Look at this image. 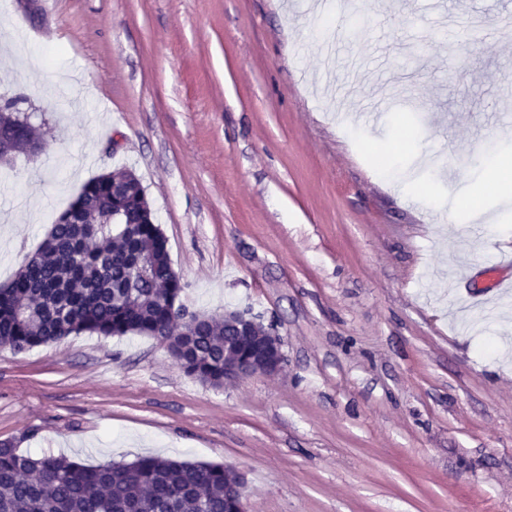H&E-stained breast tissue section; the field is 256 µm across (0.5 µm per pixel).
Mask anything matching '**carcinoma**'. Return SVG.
Returning a JSON list of instances; mask_svg holds the SVG:
<instances>
[{"label": "carcinoma", "mask_w": 512, "mask_h": 512, "mask_svg": "<svg viewBox=\"0 0 512 512\" xmlns=\"http://www.w3.org/2000/svg\"><path fill=\"white\" fill-rule=\"evenodd\" d=\"M32 126L22 112H0V137L31 158ZM122 194L112 198V179ZM119 211L124 223L112 220ZM183 285L167 241L130 170L99 175L57 218L34 254L0 288V347L16 353L71 335L127 334L177 344L178 366L212 387L224 384V344L251 357L268 337L237 335L201 315L179 336ZM240 496L220 463L141 456L87 465L65 456L34 457L0 442V512H239Z\"/></svg>", "instance_id": "1"}]
</instances>
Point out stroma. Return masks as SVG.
Returning a JSON list of instances; mask_svg holds the SVG:
<instances>
[{
	"mask_svg": "<svg viewBox=\"0 0 512 512\" xmlns=\"http://www.w3.org/2000/svg\"><path fill=\"white\" fill-rule=\"evenodd\" d=\"M512 0H0V285L89 179H140L187 312L286 361L220 387L154 338L0 347V441L223 463L248 512H512ZM32 126L28 116L23 112H0L1 137L10 143L11 148L17 153H25V156L36 158L39 152L29 153L28 140L32 139ZM486 176L493 182L499 193L512 191V169L496 155L489 156Z\"/></svg>",
	"mask_w": 512,
	"mask_h": 512,
	"instance_id": "stroma-1",
	"label": "stroma"
}]
</instances>
